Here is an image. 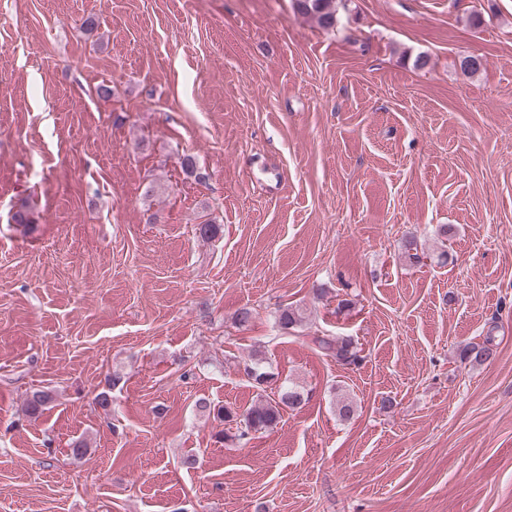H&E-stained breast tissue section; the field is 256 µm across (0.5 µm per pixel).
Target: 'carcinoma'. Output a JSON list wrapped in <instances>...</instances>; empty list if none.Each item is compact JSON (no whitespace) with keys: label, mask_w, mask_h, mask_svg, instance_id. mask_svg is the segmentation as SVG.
<instances>
[{"label":"carcinoma","mask_w":512,"mask_h":512,"mask_svg":"<svg viewBox=\"0 0 512 512\" xmlns=\"http://www.w3.org/2000/svg\"><path fill=\"white\" fill-rule=\"evenodd\" d=\"M298 13L314 18L317 23L331 29L336 26L335 0H294ZM303 321L302 311L287 306L277 316L279 328L288 333ZM323 355L336 359L343 365H358L362 361L357 345L342 336H317L314 338ZM495 355L494 339L490 336L479 343L469 342L460 349L461 359L473 364H484ZM243 373L252 387L258 390V401L241 411L231 405H224L217 410V416L224 419L228 428L224 429V440L241 444L249 440V435L267 431L277 426L282 410L294 408L303 402V395L292 385L278 386L273 396H266V388L272 385L274 374L267 371L262 361L249 357L243 362ZM52 401L46 391H36L27 399V410L30 414L41 413Z\"/></svg>","instance_id":"1"}]
</instances>
